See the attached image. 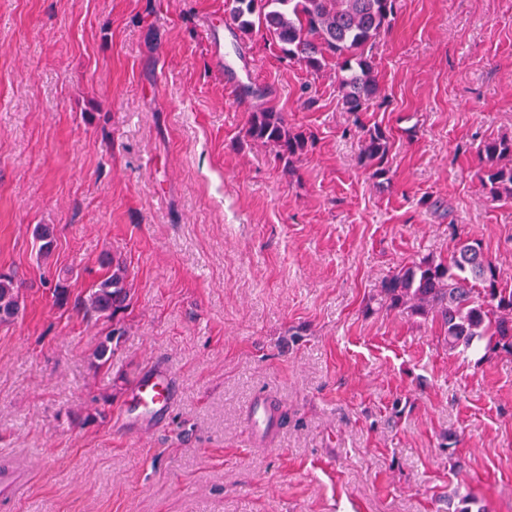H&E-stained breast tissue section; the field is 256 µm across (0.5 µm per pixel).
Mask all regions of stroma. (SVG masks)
<instances>
[{
    "label": "stroma",
    "mask_w": 512,
    "mask_h": 512,
    "mask_svg": "<svg viewBox=\"0 0 512 512\" xmlns=\"http://www.w3.org/2000/svg\"><path fill=\"white\" fill-rule=\"evenodd\" d=\"M226 8L0 0V269L24 296L0 324V512H448L455 488L512 512V355L466 358L438 323L366 308L466 237L512 288V202L478 153L512 133V0H402L375 51L390 105L359 117L389 136L382 178L333 70L228 31L238 76L217 71ZM261 104L314 136L294 171L245 134ZM106 255L132 306L97 371L102 322L52 289L71 268L86 295ZM156 365L174 408L122 417ZM258 396L283 419L260 443ZM224 29V21L221 20L218 25H212L210 45L212 53L215 56L216 63L220 70L227 74H233L235 72L232 62L230 60V53L224 54V45L221 44L220 40V29Z\"/></svg>",
    "instance_id": "35a3bbf8"
}]
</instances>
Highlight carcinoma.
Wrapping results in <instances>:
<instances>
[{
	"instance_id": "1",
	"label": "carcinoma",
	"mask_w": 512,
	"mask_h": 512,
	"mask_svg": "<svg viewBox=\"0 0 512 512\" xmlns=\"http://www.w3.org/2000/svg\"><path fill=\"white\" fill-rule=\"evenodd\" d=\"M397 11L398 0H231L229 20L239 36L263 29L282 59L302 63L315 74L336 63L342 105L356 117L387 104L374 75V50ZM246 134L271 147L274 159L289 168L309 146V138L292 131L283 113L265 107L250 113ZM480 153L485 163L481 182L491 199L512 200V135L484 141ZM359 160L375 177L388 174L389 137L381 127H361ZM34 238L40 257H50L53 229L39 224ZM73 275L65 272L53 288L61 306L68 303L67 281ZM130 299L128 270L114 260L112 271L75 303L83 315L107 324L90 360L93 369L111 366L116 343L126 333ZM378 301L386 309L438 322L443 344L462 356L476 353L487 360L512 354V289L502 285L499 269L476 240L456 241L446 262L424 258L400 268L384 281ZM21 311V288L11 274L1 272L0 323L14 321ZM476 504L473 494L457 491L448 512H472Z\"/></svg>"
}]
</instances>
